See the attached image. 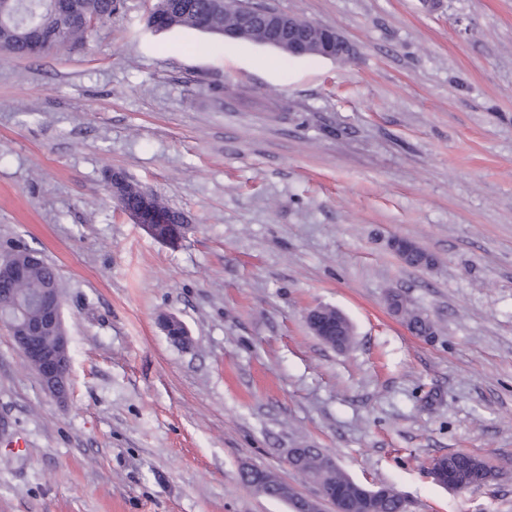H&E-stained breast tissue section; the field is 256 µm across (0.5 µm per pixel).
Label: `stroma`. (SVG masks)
<instances>
[{
    "mask_svg": "<svg viewBox=\"0 0 512 512\" xmlns=\"http://www.w3.org/2000/svg\"><path fill=\"white\" fill-rule=\"evenodd\" d=\"M269 2L350 55L154 32L152 0L81 51L0 53V250L57 269L71 355L61 402L0 327V512H292L240 476L318 498L292 448L410 512H512V0ZM108 169L189 218L178 246ZM315 306L351 322L347 349L312 335ZM456 451L494 480L436 484ZM159 326L171 341L178 344L189 343V332L183 322L176 316H162L159 319Z\"/></svg>",
    "mask_w": 512,
    "mask_h": 512,
    "instance_id": "1",
    "label": "stroma"
}]
</instances>
